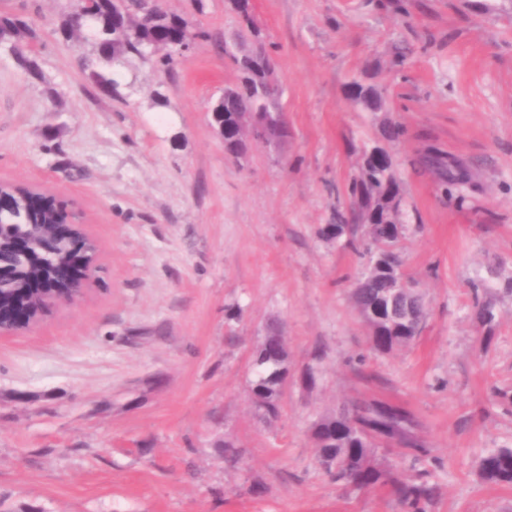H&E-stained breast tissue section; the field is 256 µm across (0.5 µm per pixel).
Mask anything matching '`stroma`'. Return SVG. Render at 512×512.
<instances>
[{
    "label": "stroma",
    "mask_w": 512,
    "mask_h": 512,
    "mask_svg": "<svg viewBox=\"0 0 512 512\" xmlns=\"http://www.w3.org/2000/svg\"><path fill=\"white\" fill-rule=\"evenodd\" d=\"M252 0L274 45L288 134L225 154L208 107L236 80L222 43L231 0H162L208 32L172 74L139 61L102 94L91 42L58 32L69 0H0L36 31L41 79L0 52V183L67 202L98 252L84 290L0 337V502L15 512H402L318 462L311 427L343 402L400 404L430 453L376 463L436 488L430 512H512V487L479 475L512 448V0ZM415 50L404 66L391 47ZM375 85L365 112L349 82ZM168 98L153 104L155 92ZM405 135L384 142L387 122ZM384 145L405 203L398 249L427 317L407 348L371 349L354 292L364 265L325 236L364 148ZM469 174L443 199L413 160ZM495 264L485 325L471 285ZM288 346L275 420L251 399L270 322ZM234 441L242 463L220 459ZM347 98L367 112H379L384 102L376 87L357 80L348 85Z\"/></svg>",
    "instance_id": "stroma-1"
}]
</instances>
